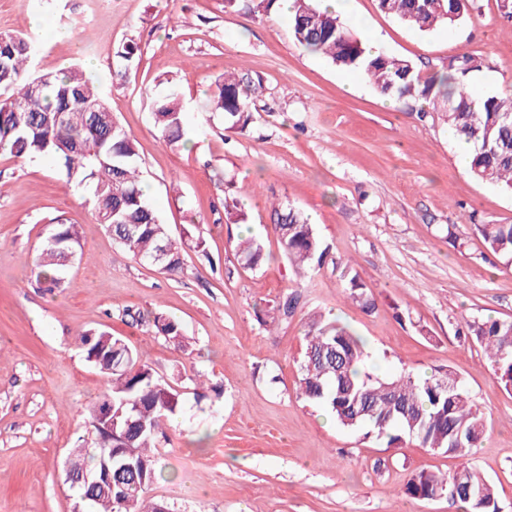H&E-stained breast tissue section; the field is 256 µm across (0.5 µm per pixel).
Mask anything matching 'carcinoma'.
<instances>
[{
  "label": "carcinoma",
  "mask_w": 512,
  "mask_h": 512,
  "mask_svg": "<svg viewBox=\"0 0 512 512\" xmlns=\"http://www.w3.org/2000/svg\"><path fill=\"white\" fill-rule=\"evenodd\" d=\"M378 7L402 24L427 32L440 23L463 21L472 4L378 0ZM290 21L293 38L303 49L361 72L380 94L442 103L433 107L438 118L472 146L470 175L512 192V95L474 97L461 81L472 69L471 56L456 57L445 74L424 80L411 62L372 53L336 11L321 8L314 0H294ZM38 51L39 44L30 35L0 34V153L52 157L68 183L89 191L86 202L96 223L106 227L125 253L166 274H177L183 266L182 243L144 193L134 135L80 68L33 71ZM256 93V86L226 75L216 84L213 107L224 112V122L234 128L248 122V101ZM185 110L175 86L157 105L155 121L169 146L184 140ZM273 214L274 231L290 264L311 271L331 260L346 297L367 312L375 308L358 272L329 257L328 247L301 212L281 206ZM474 231L488 252L512 262V224H476ZM80 247L76 225L57 219L35 259L37 281L51 289L60 287L72 265L69 256ZM233 250L248 267L263 261L262 245L252 237L237 238ZM153 325L164 338L185 344L176 320L161 314ZM465 329L484 348L504 387L511 386L512 320L475 318L465 322ZM76 342L109 386L83 413L86 436L72 450V461L91 472L100 468L107 451L115 455L112 489L93 492L87 510L161 512L163 504L148 499L145 492L158 475L153 452L157 439L182 412L181 393L104 329L82 331ZM368 358L363 341L348 328L313 316L298 368L299 395L324 405L342 427L361 430L388 448L408 439L422 448L464 456L479 447L486 423L455 371L445 369L424 379L401 371L383 378L370 370ZM109 433L110 449L103 445ZM404 492L415 499L439 493L462 504L465 512H499L495 485L470 466L451 476L420 471L408 479Z\"/></svg>",
  "instance_id": "obj_1"
}]
</instances>
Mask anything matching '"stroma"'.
<instances>
[{"mask_svg": "<svg viewBox=\"0 0 512 512\" xmlns=\"http://www.w3.org/2000/svg\"><path fill=\"white\" fill-rule=\"evenodd\" d=\"M476 3L461 23L426 33L377 0H344L341 19L423 77L467 52L471 91L512 92V19L501 0ZM33 15L46 27H31ZM58 29L72 41H57ZM0 33L34 36L40 72L83 63L138 141L153 204L186 241L179 275L132 260L53 159L0 155V512H72L63 465L85 432L83 409L107 389L75 338L100 326L184 397L147 491L171 512H462L446 497L417 500L403 488L416 472L450 476L466 461L496 484L501 512H512V390L480 344L457 335L474 318H512V264L488 255L471 230L512 224V194L469 175L459 163L464 144L440 119L420 118L421 102L390 99L301 49L289 17L242 2L0 0ZM227 71L263 87L242 129L225 128L223 112L207 107ZM173 84L188 130L177 147L153 118ZM232 200L246 224L227 214ZM278 203L303 212L359 273L373 312L347 300L332 265L302 274L288 262L272 231ZM57 217L77 226L82 247L64 287L49 291L36 283L34 258ZM249 234L266 255L254 269L231 250ZM293 291L295 312L268 322ZM158 314L180 324L188 345L157 334ZM313 314L361 337L376 374L455 370L484 415L481 446L465 457L409 441L388 448L300 398L298 360Z\"/></svg>", "mask_w": 512, "mask_h": 512, "instance_id": "stroma-1", "label": "stroma"}]
</instances>
